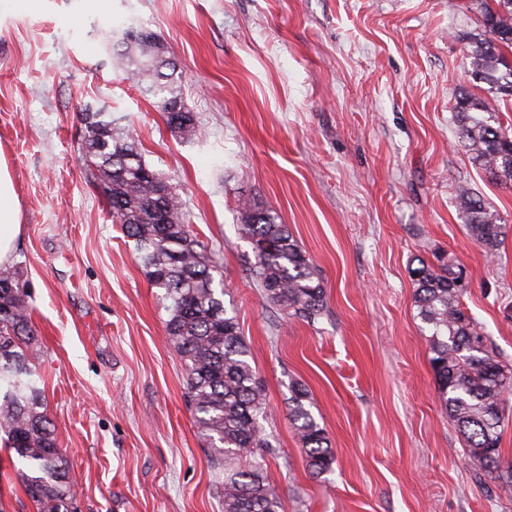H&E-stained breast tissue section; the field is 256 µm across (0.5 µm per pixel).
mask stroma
<instances>
[{
    "instance_id": "obj_1",
    "label": "stroma",
    "mask_w": 512,
    "mask_h": 512,
    "mask_svg": "<svg viewBox=\"0 0 512 512\" xmlns=\"http://www.w3.org/2000/svg\"><path fill=\"white\" fill-rule=\"evenodd\" d=\"M158 35L195 132L123 78L113 44ZM480 15L466 0H0V154L21 210L34 365L71 467L77 512H224L213 459L133 239L80 158L85 105L105 107L180 195L219 255L266 400L268 471L288 512H512L463 450L414 306L415 257L462 268V303L512 369V231L494 256L455 203L466 186L512 228V188L457 142ZM288 224L322 279L315 324L247 272L241 203ZM335 453L313 476L288 386Z\"/></svg>"
}]
</instances>
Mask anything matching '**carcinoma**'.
<instances>
[{"label":"carcinoma","mask_w":512,"mask_h":512,"mask_svg":"<svg viewBox=\"0 0 512 512\" xmlns=\"http://www.w3.org/2000/svg\"><path fill=\"white\" fill-rule=\"evenodd\" d=\"M483 29L466 46L469 72L488 85L489 96L465 95L454 120L458 143L496 182L512 184V136L502 128L500 102L512 98V0H471ZM112 54L127 79L158 98L157 107L177 99L174 67L162 58L158 41L129 46L122 38ZM83 160L97 171L112 218L135 240L152 287L168 313L166 335L184 363L188 397L196 421L210 441L211 456L224 460V512H286L268 475L272 452L260 418L265 397L248 357L249 347L236 315L224 307V289L214 254L189 228L185 203L168 189L166 210L155 207L163 180L128 142L105 108L81 112ZM457 208L471 237L494 255L507 225L466 187ZM240 231L254 257L249 271L268 300L288 316L308 323L326 308V292L304 250L270 211L242 204ZM414 303L429 331L427 341L439 398L461 433L473 463L500 480L512 494V461L502 455L504 402L512 394V373L489 349L464 308L459 273L420 259L412 269ZM36 330L18 274L0 271V431L4 444L24 468L16 477L37 512H74L70 466L58 446L40 376L31 363ZM288 416L302 444L311 474L329 471L334 452L309 409L311 397L299 382L289 386Z\"/></svg>","instance_id":"obj_1"}]
</instances>
